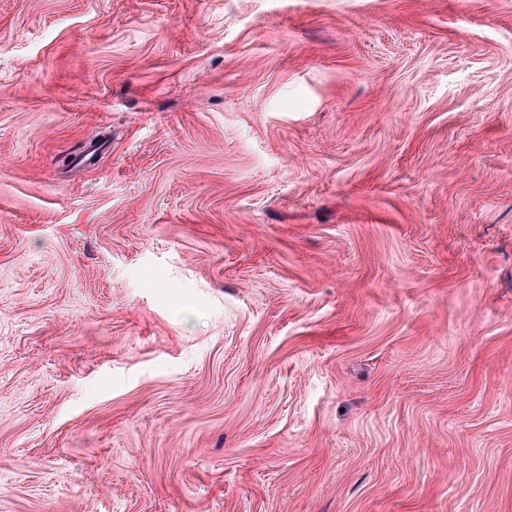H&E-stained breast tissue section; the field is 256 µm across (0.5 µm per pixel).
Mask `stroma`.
<instances>
[{
	"label": "stroma",
	"mask_w": 512,
	"mask_h": 512,
	"mask_svg": "<svg viewBox=\"0 0 512 512\" xmlns=\"http://www.w3.org/2000/svg\"><path fill=\"white\" fill-rule=\"evenodd\" d=\"M0 512H512V0H0Z\"/></svg>",
	"instance_id": "35a3bbf8"
}]
</instances>
